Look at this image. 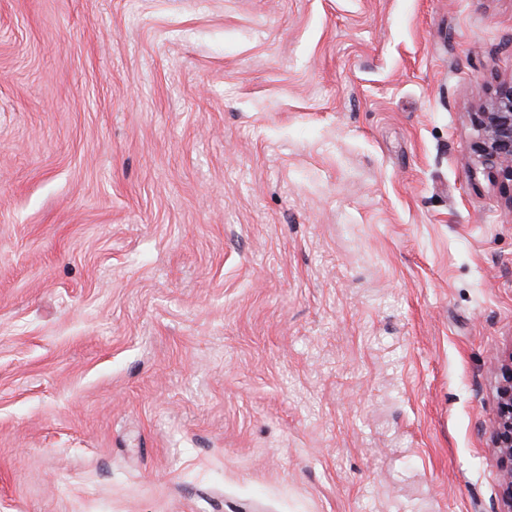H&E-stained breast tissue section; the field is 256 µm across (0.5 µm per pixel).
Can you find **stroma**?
Masks as SVG:
<instances>
[{"label":"stroma","mask_w":512,"mask_h":512,"mask_svg":"<svg viewBox=\"0 0 512 512\" xmlns=\"http://www.w3.org/2000/svg\"><path fill=\"white\" fill-rule=\"evenodd\" d=\"M512 0H0V512H501ZM473 158L492 171L512 207V80L501 83L480 112L471 113Z\"/></svg>","instance_id":"obj_1"}]
</instances>
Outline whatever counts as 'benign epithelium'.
<instances>
[{"mask_svg":"<svg viewBox=\"0 0 512 512\" xmlns=\"http://www.w3.org/2000/svg\"><path fill=\"white\" fill-rule=\"evenodd\" d=\"M471 127L469 150L473 158L495 174L512 208V80L501 83L481 111L471 113ZM499 371L494 448L503 477L500 497L505 512H512V356Z\"/></svg>","mask_w":512,"mask_h":512,"instance_id":"7a95c632","label":"benign epithelium"}]
</instances>
